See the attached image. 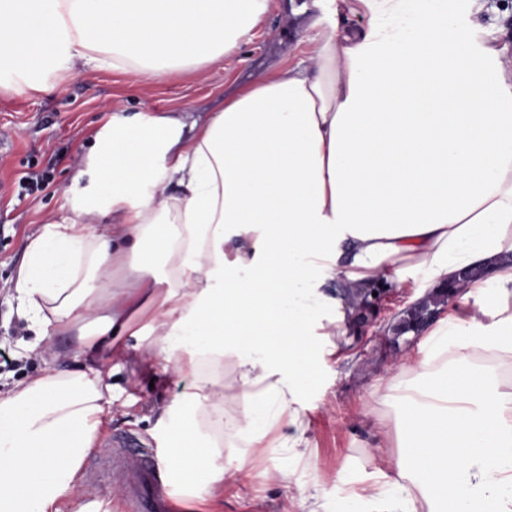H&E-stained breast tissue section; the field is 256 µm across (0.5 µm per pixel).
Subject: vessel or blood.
<instances>
[{"mask_svg":"<svg viewBox=\"0 0 512 512\" xmlns=\"http://www.w3.org/2000/svg\"><path fill=\"white\" fill-rule=\"evenodd\" d=\"M90 468L110 470L114 492L128 500L134 512H168L161 473L149 451L123 444L110 455L94 459Z\"/></svg>","mask_w":512,"mask_h":512,"instance_id":"1","label":"vessel or blood"}]
</instances>
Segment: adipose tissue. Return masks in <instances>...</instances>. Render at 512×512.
I'll return each mask as SVG.
<instances>
[{
	"mask_svg": "<svg viewBox=\"0 0 512 512\" xmlns=\"http://www.w3.org/2000/svg\"><path fill=\"white\" fill-rule=\"evenodd\" d=\"M272 0H0V63L31 85L59 68L145 80L235 54ZM365 28L321 31L311 63L254 80L223 111L118 117L97 139L89 187L31 239L11 298L36 341L68 336L81 367L0 394V512H65L112 412L115 366L196 390L166 465L201 489L243 473L216 465L208 426L224 392L248 442L280 419L301 455L314 330L343 338L361 289L414 272L437 290L480 266L394 380L401 412L377 422L398 453L384 484L346 512H512V44L448 0H335ZM108 215L111 223L88 224ZM336 294H329L332 285ZM136 338L133 346L120 337ZM232 363L228 382L203 364Z\"/></svg>",
	"mask_w": 512,
	"mask_h": 512,
	"instance_id": "1",
	"label": "adipose tissue"
}]
</instances>
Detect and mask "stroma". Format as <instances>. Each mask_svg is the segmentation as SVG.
<instances>
[{
  "mask_svg": "<svg viewBox=\"0 0 512 512\" xmlns=\"http://www.w3.org/2000/svg\"><path fill=\"white\" fill-rule=\"evenodd\" d=\"M471 19L501 41L512 42V0H485ZM334 20L332 11L316 7L314 0H276L237 54L148 82L121 69L75 68L48 75L33 87L15 71H0V137L11 144L0 152V349L14 361L11 369L0 371L1 393L49 365L52 352H59L60 368L76 367L65 353L66 338L44 342L38 353L25 350L33 335L17 316L8 288L29 240L66 212V190L85 169L90 146L111 126L113 116L177 112L190 120L221 111L226 90L309 57L318 34ZM422 283V274L413 273L365 337L342 351H333L325 337H314L320 370L301 400L309 421L304 458L284 452L278 462L269 461L266 451L287 440L286 426L271 430L257 444L230 427L213 434L222 455L245 451L253 463L235 484L203 490L211 512H305L302 491L317 489L327 495L328 512H341L347 491L379 481L390 451L370 442L378 420L396 417L398 402L375 399L371 393L396 377L390 366L395 357L410 360L421 353L424 334L397 336L389 326L409 308L415 287ZM165 378V386L153 387L148 380L129 379L126 371L116 373L113 381L120 390L107 430L108 437L152 448L159 460L168 432L148 419V409L192 391L184 375L170 371Z\"/></svg>",
  "mask_w": 512,
  "mask_h": 512,
  "instance_id": "stroma-1",
  "label": "stroma"
}]
</instances>
